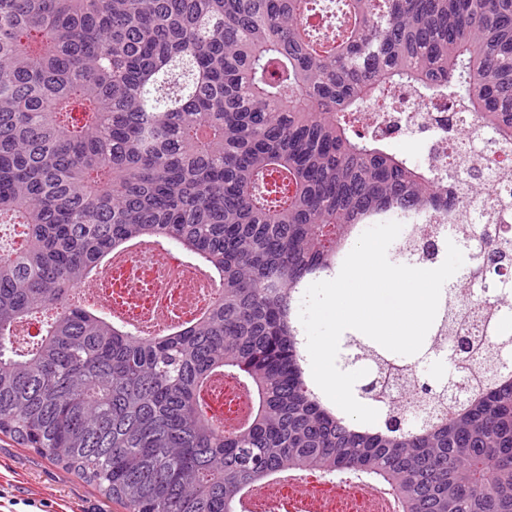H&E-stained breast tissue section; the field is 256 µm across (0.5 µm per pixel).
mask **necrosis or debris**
Instances as JSON below:
<instances>
[{"mask_svg": "<svg viewBox=\"0 0 512 512\" xmlns=\"http://www.w3.org/2000/svg\"><path fill=\"white\" fill-rule=\"evenodd\" d=\"M399 108H373L366 116L372 134L383 140L421 136L426 142L424 165L441 167L449 145L465 144L482 159L486 169L503 166L504 150H491L486 139H474L468 126L455 120L453 110L441 102L416 103L410 88L394 91ZM204 276L176 248L153 242L113 253L79 291L112 318L140 330L157 332L166 322L165 310L179 309L178 322H189L210 305ZM204 397V415L220 426L239 427L251 412L249 395L238 382L215 375ZM384 488L368 479L341 481L320 471L274 476L249 496L248 512H383Z\"/></svg>", "mask_w": 512, "mask_h": 512, "instance_id": "obj_1", "label": "necrosis or debris"}]
</instances>
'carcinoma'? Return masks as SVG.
<instances>
[{"label": "carcinoma", "instance_id": "obj_1", "mask_svg": "<svg viewBox=\"0 0 512 512\" xmlns=\"http://www.w3.org/2000/svg\"><path fill=\"white\" fill-rule=\"evenodd\" d=\"M396 85L512 147V0H0V223L26 228L0 255V433L126 512H245L307 470L382 483L400 512H512V196L360 131ZM479 195L488 223L448 218ZM392 215L415 224L398 257H434L442 224L468 253L426 350L453 336L456 373L346 336L338 365L379 409L360 425L308 376L297 302ZM145 239L222 279L171 335L72 298ZM220 370L253 398L232 433L199 409Z\"/></svg>", "mask_w": 512, "mask_h": 512}]
</instances>
